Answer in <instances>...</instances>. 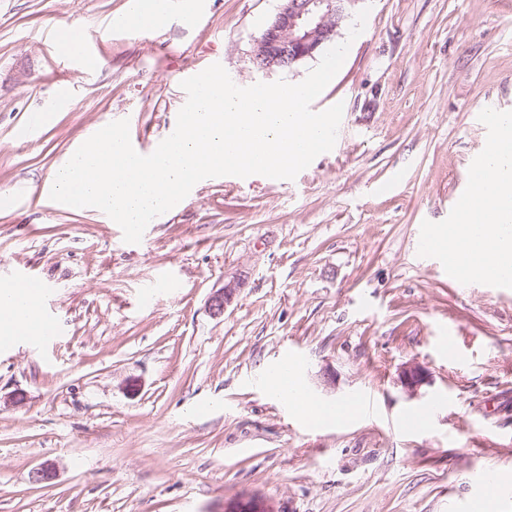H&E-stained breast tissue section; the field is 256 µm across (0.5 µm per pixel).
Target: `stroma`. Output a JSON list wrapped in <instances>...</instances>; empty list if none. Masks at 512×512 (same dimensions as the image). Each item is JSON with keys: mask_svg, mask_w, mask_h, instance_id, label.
I'll use <instances>...</instances> for the list:
<instances>
[{"mask_svg": "<svg viewBox=\"0 0 512 512\" xmlns=\"http://www.w3.org/2000/svg\"><path fill=\"white\" fill-rule=\"evenodd\" d=\"M282 4L206 0L194 24L115 36L127 0H0V195L18 200L0 208V283L40 280L59 329L0 340V512H460L489 462L507 489L492 510L512 512V288L451 282L413 250L460 221L486 141L474 113H512V0H366L361 35L337 29L350 49L322 92L347 134L295 179L202 180L137 244L49 197L56 166L108 123L159 140L181 75L213 56L238 85L301 82L317 58L253 63ZM60 26L97 48L96 74L55 55ZM61 75L72 107L19 138ZM162 271L179 288L146 297ZM289 350L313 398L362 393L366 414L284 410L268 376ZM409 362L429 374L413 397ZM46 461L55 479L32 483Z\"/></svg>", "mask_w": 512, "mask_h": 512, "instance_id": "1", "label": "stroma"}]
</instances>
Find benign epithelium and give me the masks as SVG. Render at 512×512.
<instances>
[{
    "mask_svg": "<svg viewBox=\"0 0 512 512\" xmlns=\"http://www.w3.org/2000/svg\"><path fill=\"white\" fill-rule=\"evenodd\" d=\"M360 0H285L275 18L257 41L254 60L263 70L290 69L298 62L315 56L333 40L339 22ZM239 284L229 282L210 298L209 306L216 315L236 298ZM426 369L409 363L400 371V382L410 395L427 383ZM56 475L55 464L46 461L35 468L30 478L46 483Z\"/></svg>",
    "mask_w": 512,
    "mask_h": 512,
    "instance_id": "obj_1",
    "label": "benign epithelium"
}]
</instances>
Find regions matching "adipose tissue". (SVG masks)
<instances>
[{"mask_svg":"<svg viewBox=\"0 0 512 512\" xmlns=\"http://www.w3.org/2000/svg\"><path fill=\"white\" fill-rule=\"evenodd\" d=\"M482 179L492 188L491 198L474 195L462 204L463 222L456 226L448 239V247L468 275L512 268V244L503 237L504 225L512 223V211L496 209L495 201L512 202V153L490 151ZM483 227L473 235L472 225Z\"/></svg>","mask_w":512,"mask_h":512,"instance_id":"ef3b65f1","label":"adipose tissue"}]
</instances>
